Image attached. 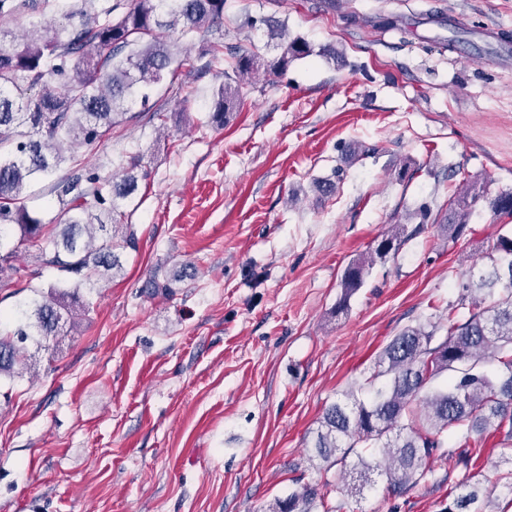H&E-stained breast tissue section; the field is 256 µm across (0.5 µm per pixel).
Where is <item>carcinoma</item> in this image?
<instances>
[{"label":"carcinoma","mask_w":512,"mask_h":512,"mask_svg":"<svg viewBox=\"0 0 512 512\" xmlns=\"http://www.w3.org/2000/svg\"><path fill=\"white\" fill-rule=\"evenodd\" d=\"M225 0H113L98 12L78 9L58 26L29 22L16 33L10 24L24 14H45L51 0H0V286L24 277L36 279L53 268L69 278L92 283L122 270V254L136 251L139 238L132 224L122 223L125 203L148 176L142 157L129 155L103 191L98 173L88 171L57 181L59 222L43 224L23 203L28 182L56 173L74 144H92L112 135L127 119L126 106L141 97L150 118L161 116L149 105V91L168 75L195 69L191 55L180 49L175 33L185 37L209 33L224 23ZM282 54L269 72L309 53L299 38L275 28ZM207 66L224 62V42H207ZM232 72H224L209 123L224 126L227 112L247 95V76L264 67L257 54H231ZM100 206L93 213L85 199ZM512 216V193L489 199L480 192L448 200L443 223L453 237L469 224L477 204ZM19 231L18 244L33 250L34 268L18 265L17 247L3 244L9 229ZM406 227L396 224L381 234L375 247L351 262L341 278L336 311L349 300L374 266L396 255L406 241ZM492 271L470 272L461 284L457 304L448 306V333L434 343L435 330L408 327L378 354L374 369L355 391L332 403L317 428L309 459L346 464L356 445L378 448L371 460L357 455L352 470L361 482L348 492L361 495L366 473L386 480L387 490L406 493L431 478L435 467L448 473L465 470L468 477L448 504L447 512H484L476 506L482 493L475 469L485 435L497 431L512 440V238L501 236L489 255ZM89 303L79 285H49L9 323L0 321V378L33 369L28 347L48 350L79 324ZM459 309L468 311L464 321ZM495 363L493 371L486 364ZM462 432L465 447L445 448L448 430ZM329 480L298 485L277 499L269 512H318L326 509Z\"/></svg>","instance_id":"1"}]
</instances>
